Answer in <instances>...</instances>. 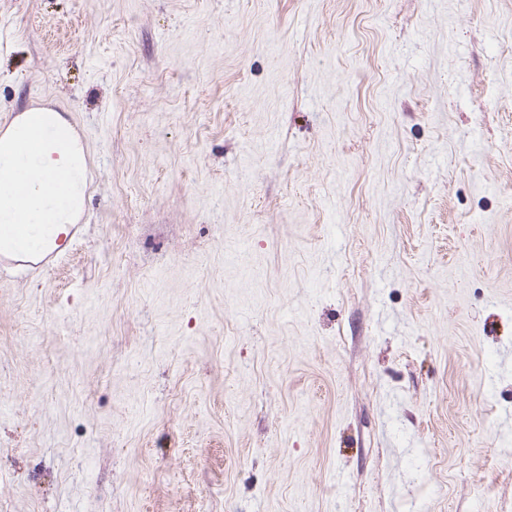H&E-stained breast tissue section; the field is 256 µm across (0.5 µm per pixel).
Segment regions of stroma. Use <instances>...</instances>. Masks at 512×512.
I'll list each match as a JSON object with an SVG mask.
<instances>
[{"label": "stroma", "mask_w": 512, "mask_h": 512, "mask_svg": "<svg viewBox=\"0 0 512 512\" xmlns=\"http://www.w3.org/2000/svg\"><path fill=\"white\" fill-rule=\"evenodd\" d=\"M32 105L0 512H512V0H0ZM87 172L85 146L59 112L17 114L0 135V246L58 248L84 213ZM55 251L34 254H0V268L4 265H23L33 269L50 267L57 260Z\"/></svg>", "instance_id": "obj_1"}]
</instances>
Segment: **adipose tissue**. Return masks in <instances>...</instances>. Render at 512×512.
Wrapping results in <instances>:
<instances>
[{"label":"adipose tissue","instance_id":"1","mask_svg":"<svg viewBox=\"0 0 512 512\" xmlns=\"http://www.w3.org/2000/svg\"><path fill=\"white\" fill-rule=\"evenodd\" d=\"M87 152L56 110H22L0 131V246H58L84 212Z\"/></svg>","mask_w":512,"mask_h":512}]
</instances>
